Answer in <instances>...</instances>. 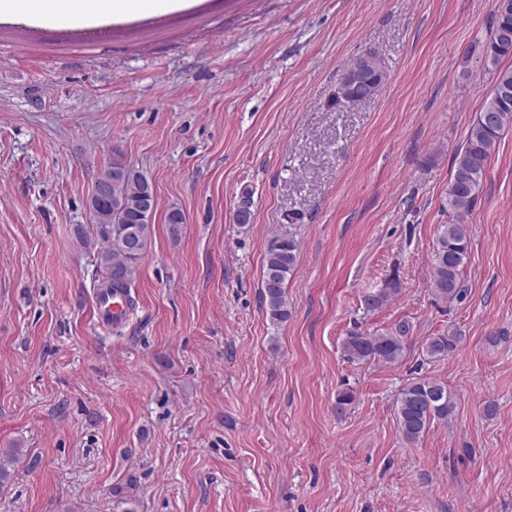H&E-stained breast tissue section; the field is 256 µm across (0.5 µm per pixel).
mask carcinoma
<instances>
[{"label": "carcinoma", "mask_w": 512, "mask_h": 512, "mask_svg": "<svg viewBox=\"0 0 512 512\" xmlns=\"http://www.w3.org/2000/svg\"><path fill=\"white\" fill-rule=\"evenodd\" d=\"M512 57V5L493 10L488 38L481 45L483 65L495 71V83L489 99L470 126L465 145L456 152L448 183V211L453 220L440 225L433 253L432 290L444 300H460L463 289L460 277L468 256V225L460 223L472 209L486 173L488 160L495 152L502 132L512 126V68H501V60ZM365 88L370 92L384 82L385 72L380 60L366 75ZM112 179V203L106 217L95 223L102 246L97 254L106 274L105 288L130 292V282L138 261L146 252L153 234L152 216L141 211L140 197L149 187L138 171L120 164L100 174ZM297 242L292 237L274 239L267 251L263 270L262 301L272 323L288 319V275L297 260ZM401 284L396 279L386 282L376 292L364 296L365 308L377 311L396 298ZM410 332L406 322L393 325L380 334L353 332L343 342V351L350 360H380L396 363L404 354L405 339ZM460 337L454 332L432 336L423 346L430 359L452 353ZM455 411L453 395L448 386L428 378L407 383L396 401L397 426L404 439L416 442L435 421L448 422Z\"/></svg>", "instance_id": "1"}]
</instances>
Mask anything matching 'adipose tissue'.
Here are the masks:
<instances>
[{
    "mask_svg": "<svg viewBox=\"0 0 512 512\" xmlns=\"http://www.w3.org/2000/svg\"><path fill=\"white\" fill-rule=\"evenodd\" d=\"M182 0H89L87 6L76 7L74 0H54L45 6L43 0H0V21L21 19L42 26L69 22L77 26H89L113 13H157L180 8Z\"/></svg>",
    "mask_w": 512,
    "mask_h": 512,
    "instance_id": "adipose-tissue-1",
    "label": "adipose tissue"
}]
</instances>
